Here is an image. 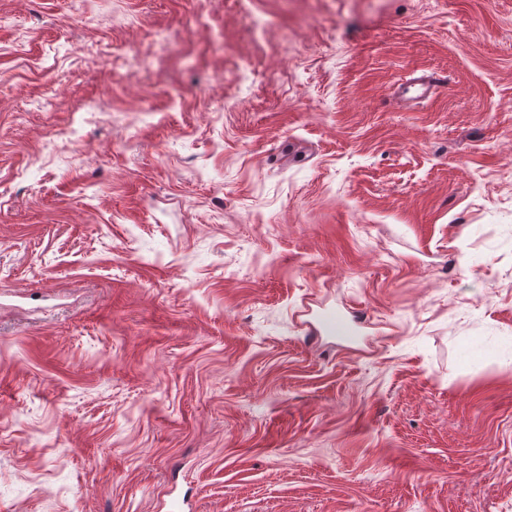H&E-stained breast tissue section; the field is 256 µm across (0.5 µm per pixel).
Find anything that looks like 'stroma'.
I'll list each match as a JSON object with an SVG mask.
<instances>
[{
    "instance_id": "1",
    "label": "stroma",
    "mask_w": 512,
    "mask_h": 512,
    "mask_svg": "<svg viewBox=\"0 0 512 512\" xmlns=\"http://www.w3.org/2000/svg\"><path fill=\"white\" fill-rule=\"evenodd\" d=\"M183 496L512 512V0H0V512ZM445 82V78L438 73L424 74L415 77L410 83L400 86L398 93L402 98H418L421 100H431L434 90Z\"/></svg>"
}]
</instances>
